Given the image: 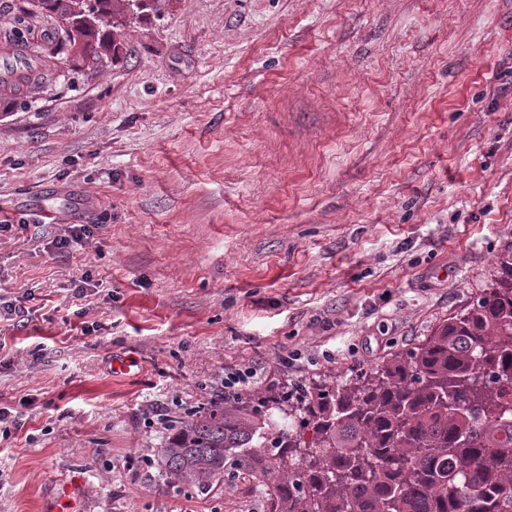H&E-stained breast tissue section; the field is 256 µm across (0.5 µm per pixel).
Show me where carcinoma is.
Segmentation results:
<instances>
[{
  "mask_svg": "<svg viewBox=\"0 0 512 512\" xmlns=\"http://www.w3.org/2000/svg\"><path fill=\"white\" fill-rule=\"evenodd\" d=\"M165 0H23L51 45L97 68L134 14ZM501 278L412 351L299 397L292 424L248 402L191 412L161 448L177 482L226 471L268 488V512H512V243ZM313 432L311 440L303 432ZM299 458V469L288 461Z\"/></svg>",
  "mask_w": 512,
  "mask_h": 512,
  "instance_id": "1",
  "label": "carcinoma"
}]
</instances>
